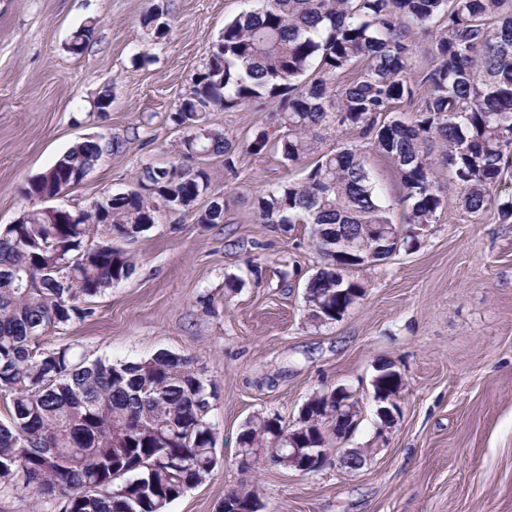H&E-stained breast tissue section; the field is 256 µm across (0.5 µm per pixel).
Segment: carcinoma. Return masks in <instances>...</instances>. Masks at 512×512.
<instances>
[{
    "label": "carcinoma",
    "mask_w": 512,
    "mask_h": 512,
    "mask_svg": "<svg viewBox=\"0 0 512 512\" xmlns=\"http://www.w3.org/2000/svg\"><path fill=\"white\" fill-rule=\"evenodd\" d=\"M254 7L224 24L203 68L170 113L188 158L224 156L234 148L206 124V113L274 106L281 158L298 163L313 151L314 132L345 128L389 160L405 210L402 223L433 224L445 206L433 162L448 168L459 205L478 217L512 171V0H252ZM431 38L432 63L413 65L416 32ZM414 107L412 114L394 106ZM440 148L432 159L431 147ZM120 145L103 138L79 142L29 181L33 199L53 186L63 192ZM209 177L199 168L146 165L133 188L112 197V223L96 208L68 224L40 209L27 223L0 230V394L10 399L0 422V489L32 490L35 512H167L217 463V437L208 422L206 384L188 357L160 351L127 361L73 360L69 348L38 351V338L94 315L92 300L134 272L129 251L110 236L133 241L156 223L159 201L172 196L192 207ZM262 223L288 231L309 224L323 264L305 285L318 325L355 295H339L331 266L369 241L368 227L397 232L390 206L378 196L362 152L321 155L300 182L288 181L255 198ZM200 224L224 223V208L195 212ZM103 232L101 242L89 243ZM336 410L325 395L310 399L315 416L293 443L280 419H250L239 445L267 459L277 448H326Z\"/></svg>",
    "instance_id": "carcinoma-1"
}]
</instances>
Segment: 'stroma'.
<instances>
[{
  "mask_svg": "<svg viewBox=\"0 0 512 512\" xmlns=\"http://www.w3.org/2000/svg\"><path fill=\"white\" fill-rule=\"evenodd\" d=\"M248 0H0V228L36 203L24 187L78 142L120 141L77 186L52 199L68 210L131 188L148 164L204 165L224 221L161 212L128 246L135 271L94 299L92 317L46 331L39 346L74 360L140 359L168 350L191 359L214 391L208 420L217 464L167 512H217L230 490L255 489L261 512H512V220L471 217L444 167L448 200L412 248L354 272L366 294L335 323L313 326L303 299L321 265L309 227L260 223L263 189L301 179L304 164L244 149L235 171L179 152L168 116L206 62L226 21ZM155 13L166 35L146 27ZM92 27L83 52L74 31ZM109 94L108 109L98 107ZM213 129L247 144L277 136L276 113H209ZM360 147L402 235L404 206L386 159L350 130L319 131L315 154ZM298 268L283 282L281 271ZM403 379L400 413L384 445L372 379L379 363ZM345 386L360 419L347 448H376L360 471L304 474L244 462L238 436L256 414L295 424L310 397Z\"/></svg>",
  "mask_w": 512,
  "mask_h": 512,
  "instance_id": "obj_1",
  "label": "stroma"
}]
</instances>
